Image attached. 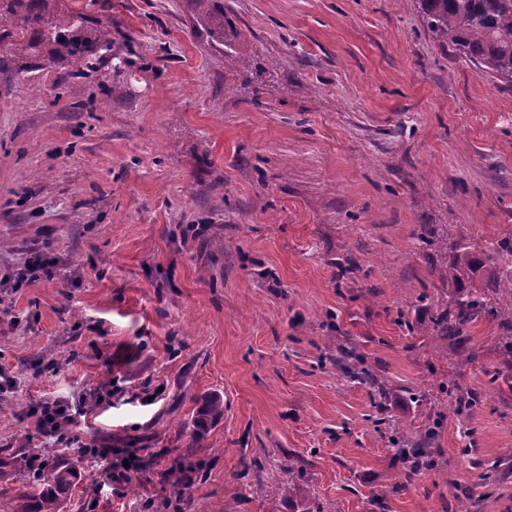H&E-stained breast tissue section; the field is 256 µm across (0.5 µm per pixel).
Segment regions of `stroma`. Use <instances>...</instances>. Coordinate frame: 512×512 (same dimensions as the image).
Segmentation results:
<instances>
[{
  "label": "stroma",
  "instance_id": "1",
  "mask_svg": "<svg viewBox=\"0 0 512 512\" xmlns=\"http://www.w3.org/2000/svg\"><path fill=\"white\" fill-rule=\"evenodd\" d=\"M111 20L104 68L80 78L0 47V280L31 253L55 280L0 294V499L29 463L69 461V512H512L474 459L512 462V372L497 329L477 360L420 332L442 290L420 225L481 250L512 235V87L429 31L416 0H224L245 68L192 30L188 0H58ZM353 347L386 400L333 358ZM481 405L462 422L438 385ZM207 394L224 417L196 433ZM83 405L73 428L141 466L40 431L28 410ZM439 467L395 488L394 438L434 418ZM304 497L275 495L284 469Z\"/></svg>",
  "mask_w": 512,
  "mask_h": 512
}]
</instances>
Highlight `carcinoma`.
I'll return each mask as SVG.
<instances>
[{"instance_id":"obj_1","label":"carcinoma","mask_w":512,"mask_h":512,"mask_svg":"<svg viewBox=\"0 0 512 512\" xmlns=\"http://www.w3.org/2000/svg\"><path fill=\"white\" fill-rule=\"evenodd\" d=\"M195 5L192 26L196 33L224 47V62L240 61L237 43L245 37L224 17V0H190ZM430 32L440 41L454 47L460 54L478 63L500 81L512 85V0H417ZM56 0H0V21L8 22L23 35L26 44L19 51L30 52L48 43V61H65L70 74L81 76L97 60L106 62L102 51L112 45V23L103 24L80 14L61 15L55 9ZM417 239L426 245H436L442 256L438 268L443 292L434 302L435 313L428 319L424 332L445 340L454 348L459 365L473 363L476 353L471 344V329L483 318L495 322L503 356L502 363L512 368V238L503 237L488 252L480 254L461 243L448 247L446 240H434L427 225L420 227ZM345 374L373 387L384 399L389 394L386 381L365 369L357 370L346 364L359 360L344 347L338 348ZM440 394L448 396V406L454 413L471 414L480 406L478 393L459 386L454 381L441 386ZM224 417V400L217 394L203 398L193 420V428L202 433L207 426ZM425 429L418 442H397L398 456L404 464V478L409 480L421 470H434L437 462L429 445L437 436V428ZM482 468L481 479L487 493L492 494L512 477V463L503 459L476 461ZM38 493L23 498L13 506L0 501V512H65L67 497L75 485L74 468L64 462L43 464L33 473ZM301 475L288 468V478L275 486L288 498L300 495ZM451 497L457 512H471V489L452 487Z\"/></svg>"}]
</instances>
